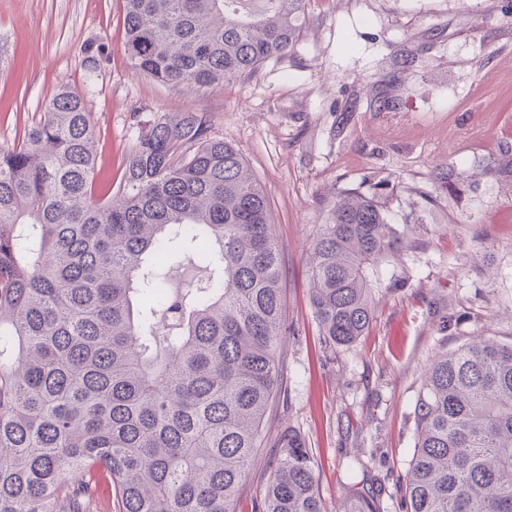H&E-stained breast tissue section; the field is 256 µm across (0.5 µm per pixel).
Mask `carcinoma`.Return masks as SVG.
Instances as JSON below:
<instances>
[{
  "mask_svg": "<svg viewBox=\"0 0 512 512\" xmlns=\"http://www.w3.org/2000/svg\"><path fill=\"white\" fill-rule=\"evenodd\" d=\"M132 71L197 93L290 54L306 0H123ZM95 126L58 89L0 147V512H89L103 472L122 512H235L281 394L282 255L270 203L204 116L146 123L117 189L93 191ZM402 247L377 202L336 196L310 304L331 347L373 315V270ZM203 257L168 294L164 268ZM406 512H512V344L436 355L415 408ZM260 512H326L304 438L279 442ZM336 512H376L355 491Z\"/></svg>",
  "mask_w": 512,
  "mask_h": 512,
  "instance_id": "obj_1",
  "label": "carcinoma"
}]
</instances>
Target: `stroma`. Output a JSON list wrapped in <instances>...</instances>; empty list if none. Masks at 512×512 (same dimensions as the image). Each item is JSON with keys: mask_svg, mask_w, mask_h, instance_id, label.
<instances>
[{"mask_svg": "<svg viewBox=\"0 0 512 512\" xmlns=\"http://www.w3.org/2000/svg\"><path fill=\"white\" fill-rule=\"evenodd\" d=\"M299 25L291 55L192 93L132 72L122 0H0V147L69 86L96 127L102 193L147 120L205 114L269 196L286 286L283 389L236 512H258L289 429L328 512L353 488L404 512L432 358L478 336L512 344V0H310ZM350 190L380 202L405 246L379 268L365 335L332 348L308 270Z\"/></svg>", "mask_w": 512, "mask_h": 512, "instance_id": "stroma-1", "label": "stroma"}]
</instances>
